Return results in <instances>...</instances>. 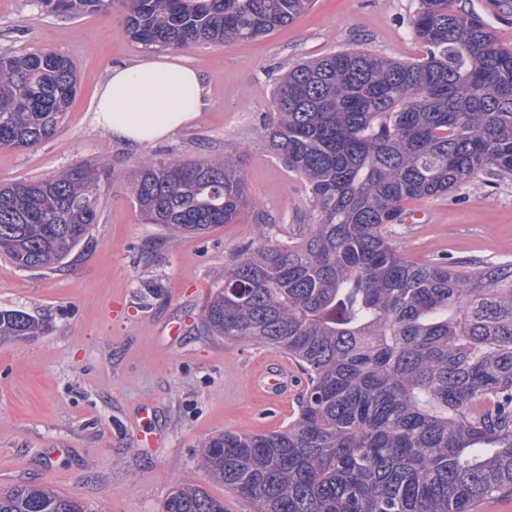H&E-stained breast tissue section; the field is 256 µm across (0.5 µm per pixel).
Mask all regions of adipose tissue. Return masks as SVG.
I'll return each instance as SVG.
<instances>
[{"instance_id":"obj_1","label":"adipose tissue","mask_w":512,"mask_h":512,"mask_svg":"<svg viewBox=\"0 0 512 512\" xmlns=\"http://www.w3.org/2000/svg\"><path fill=\"white\" fill-rule=\"evenodd\" d=\"M205 94L201 73L170 57L120 64L97 90L93 121L115 141L136 149L190 125Z\"/></svg>"}]
</instances>
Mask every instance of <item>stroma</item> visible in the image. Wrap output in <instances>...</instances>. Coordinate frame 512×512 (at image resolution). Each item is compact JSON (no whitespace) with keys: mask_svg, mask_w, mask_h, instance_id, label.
I'll list each match as a JSON object with an SVG mask.
<instances>
[{"mask_svg":"<svg viewBox=\"0 0 512 512\" xmlns=\"http://www.w3.org/2000/svg\"><path fill=\"white\" fill-rule=\"evenodd\" d=\"M419 0H316L261 39L193 44L176 57L198 68L206 103L189 128L132 149L93 122L95 93L115 64L153 55L126 32L125 0L81 16L46 12L37 0H0V54L52 49L78 76L71 112L50 141L0 150V183L40 178L82 162L111 170L99 218L53 271H25L0 257V310L43 321L30 340L0 339V488L45 484L88 512H162L171 488L192 480L223 501L248 503L199 466L211 436L265 434L294 420L307 387L298 374L288 401L260 396L253 372L280 358L254 342H227L202 325L204 305L243 246L309 223L298 175L265 147L263 124L278 81L296 64L343 50L397 60L425 57L412 20ZM512 46V0H450ZM231 155L248 205L237 223L171 236L143 223L131 174L149 157ZM394 240L425 263L512 260V181L485 175L472 186L405 204Z\"/></svg>","mask_w":512,"mask_h":512,"instance_id":"stroma-1","label":"stroma"}]
</instances>
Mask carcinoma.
I'll list each match as a JSON object with an SVG mask.
<instances>
[{
  "instance_id": "carcinoma-1",
  "label": "carcinoma",
  "mask_w": 512,
  "mask_h": 512,
  "mask_svg": "<svg viewBox=\"0 0 512 512\" xmlns=\"http://www.w3.org/2000/svg\"><path fill=\"white\" fill-rule=\"evenodd\" d=\"M81 15L112 0H40ZM313 0H130L145 46L253 41ZM449 0H420L418 61L341 51L290 70L273 93L270 151L308 190L311 223L242 247L203 321L214 336L278 349L309 384L298 415L269 434L208 439L200 467L252 512H475L512 493V261L418 264L393 235L403 204L512 179V47ZM77 75L43 49L0 55V149L50 140ZM108 168L71 166L0 184V255L25 270L62 263L97 223ZM133 193L142 220L173 234L233 224L245 206L238 162L151 158ZM44 322L0 310V337ZM0 512H86L31 483L0 490ZM163 512H224L178 483Z\"/></svg>"
}]
</instances>
